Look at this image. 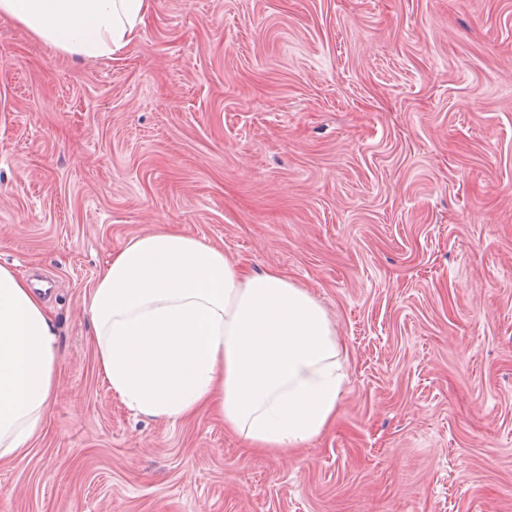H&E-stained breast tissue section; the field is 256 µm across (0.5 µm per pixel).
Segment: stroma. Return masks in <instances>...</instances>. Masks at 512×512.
Returning a JSON list of instances; mask_svg holds the SVG:
<instances>
[{
	"label": "stroma",
	"mask_w": 512,
	"mask_h": 512,
	"mask_svg": "<svg viewBox=\"0 0 512 512\" xmlns=\"http://www.w3.org/2000/svg\"><path fill=\"white\" fill-rule=\"evenodd\" d=\"M162 224L330 319L347 384L291 459L99 378L87 290ZM0 264L61 357L0 512H512V0H153L117 60L0 20Z\"/></svg>",
	"instance_id": "obj_1"
}]
</instances>
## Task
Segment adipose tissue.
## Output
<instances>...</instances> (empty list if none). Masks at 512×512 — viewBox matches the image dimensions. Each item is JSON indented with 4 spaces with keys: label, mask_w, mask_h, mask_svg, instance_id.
Wrapping results in <instances>:
<instances>
[{
    "label": "adipose tissue",
    "mask_w": 512,
    "mask_h": 512,
    "mask_svg": "<svg viewBox=\"0 0 512 512\" xmlns=\"http://www.w3.org/2000/svg\"><path fill=\"white\" fill-rule=\"evenodd\" d=\"M151 0H0L66 55L109 60L134 41ZM97 369L137 413L208 412L245 448L293 456L334 422L346 375L323 307L278 269L248 272L175 228L130 238L90 288ZM60 373L39 288L0 266V460L45 430Z\"/></svg>",
    "instance_id": "ef3b65f1"
}]
</instances>
